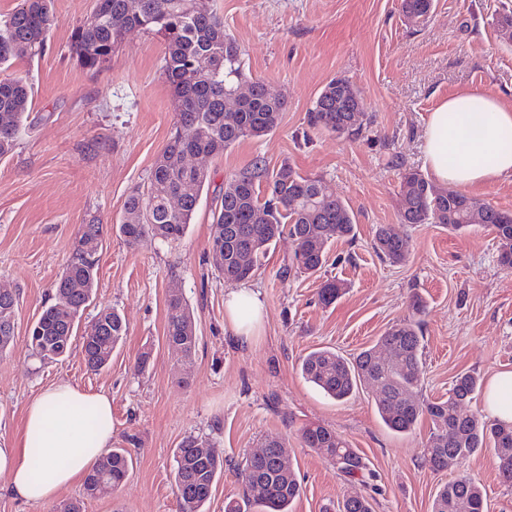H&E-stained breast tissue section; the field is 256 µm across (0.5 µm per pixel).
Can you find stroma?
Masks as SVG:
<instances>
[{"label": "stroma", "instance_id": "35a3bbf8", "mask_svg": "<svg viewBox=\"0 0 512 512\" xmlns=\"http://www.w3.org/2000/svg\"><path fill=\"white\" fill-rule=\"evenodd\" d=\"M95 0H54L58 23L40 55L13 61L0 79L32 88L29 130L0 158V288L18 296L15 333L0 353V446L23 433L26 407L41 391L67 382L112 400V445L131 449L132 468L111 495L86 500L84 512H178L173 452L183 438L206 439L224 460L208 512L240 500L237 466L268 439L288 442L302 493L293 512H338L351 495L371 498L374 512H431L439 487L464 474L485 492L489 512H512V486L485 450L444 471L424 464L432 424L398 434L377 413L371 390L338 402L301 374L312 350L356 356L410 315V298L426 304L422 398H447L455 376L473 370L489 378L512 370V272L498 263L501 243L481 225L457 233L438 224L405 227L406 259L381 260L377 227L399 225L401 172L423 170L422 135L443 99L480 89L512 107V40L494 20L512 15V0H434L427 23L414 25L401 0H213L224 27L241 45L246 74L262 80L287 106L277 128L207 159L208 182L187 234L168 243L144 236L128 245L119 234L131 189L146 181L176 120V103L162 74L161 37L134 31L110 66L91 72L70 51L74 26ZM343 77L361 92L372 118L354 139L310 127L322 88ZM268 168L291 164L320 178L355 217L353 240L329 247L315 275L284 274L292 239L270 245L250 278L266 308L250 345L239 344L224 320L230 289L212 260L216 198L227 179L256 159ZM103 225L100 269L92 300L64 358L40 364L29 355L28 328L52 301L53 286L82 224ZM346 291L319 303L322 281ZM178 292L199 338L191 368L165 341L166 309ZM119 310L127 336L98 372L85 365L79 339L103 307ZM151 349L145 374L135 360ZM321 423L357 448L374 480L349 482L300 429Z\"/></svg>", "mask_w": 512, "mask_h": 512}]
</instances>
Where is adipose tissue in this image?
Instances as JSON below:
<instances>
[{"label": "adipose tissue", "instance_id": "1", "mask_svg": "<svg viewBox=\"0 0 512 512\" xmlns=\"http://www.w3.org/2000/svg\"><path fill=\"white\" fill-rule=\"evenodd\" d=\"M512 107L481 91L445 99L430 113L423 135L424 166L439 184L472 187L512 176ZM225 317L241 343H250L265 315L258 291L241 285L229 291ZM487 415L512 424V371L494 374L485 400ZM112 443V401L61 382L32 399L25 430L13 447L0 446V474L8 490L27 503L53 499L82 480Z\"/></svg>", "mask_w": 512, "mask_h": 512}]
</instances>
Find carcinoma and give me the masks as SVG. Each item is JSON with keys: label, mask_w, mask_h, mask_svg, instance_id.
<instances>
[{"label": "carcinoma", "mask_w": 512, "mask_h": 512, "mask_svg": "<svg viewBox=\"0 0 512 512\" xmlns=\"http://www.w3.org/2000/svg\"><path fill=\"white\" fill-rule=\"evenodd\" d=\"M129 0H103L100 8L71 34L70 48L81 65L96 72L112 59L126 33L142 30L161 37L165 44L162 71L177 103L175 130L155 161L143 187L127 197L118 231L129 245L150 234L164 241H177L187 232L198 206L208 174L191 164L196 155L216 157L237 142L263 137L278 125L286 101L266 94L265 84L247 76L243 50L224 29V21L211 0H139L132 12ZM404 16L415 23L426 22L433 0H402ZM58 19L54 0H20L0 20V67L24 56L45 51ZM32 102L31 87L21 78L0 80V157L9 154L21 132ZM313 127L339 137L362 133L370 118L362 111L359 90L348 79L336 77L320 92L309 112ZM401 189L407 207L400 223L442 224L459 232L472 226L470 209L484 211L483 226L491 229L503 249L500 266L512 271V213L482 203L459 191L434 188L418 171L406 169ZM183 196L181 209L167 210V200ZM354 216L344 200L327 194L321 180L301 175L288 163L269 170L258 159L227 180L212 224L211 243L223 242V262L218 273L227 283L248 280L268 249L283 236L296 245L291 265L283 270L315 274L327 262L328 246L334 239L354 238ZM103 225L84 224L54 284L53 302L37 319L29 337L31 357L45 364L60 360L70 350L75 323L88 307L92 294L86 283L97 279L98 249ZM374 250L383 260L397 264L405 258L406 237L392 225L375 231ZM345 292L334 278L324 280L318 292L328 306ZM16 295L0 294V352L14 336V324L3 312L15 308ZM411 317L388 329L378 347L389 355L381 363L375 350L361 351L348 360L333 350L316 349L302 361L304 378L328 397L343 401L362 387L372 389L377 411L386 426L399 434L415 430L426 416L433 424L423 448L425 463L442 471L453 462L469 458L486 443L493 442L499 476L512 484V425L490 423L476 415H459L458 405L469 400L481 386L474 372L456 375L448 398L422 402L417 396L422 376L423 322L425 305L415 298ZM187 303L173 295L167 303L166 342L183 353V365L191 366L198 343L190 325ZM97 334L83 337L81 349L92 371L105 368L127 333L126 323L112 307L99 310L94 319ZM300 439L334 460L336 470L347 480L366 482L372 476L357 451L333 429L311 423L301 429ZM206 447L197 437L184 439L175 449L174 474L179 512H207L213 486L224 473V462L202 455ZM129 453L114 448L87 474L84 497L96 498L116 491L127 479ZM243 503H229L225 512H291L300 498L302 485L295 471L284 470L270 460L251 454L241 461ZM341 512H372L369 500L353 495L345 499ZM431 512H487L482 489L464 476L445 483L438 491Z\"/></svg>", "instance_id": "carcinoma-1"}]
</instances>
